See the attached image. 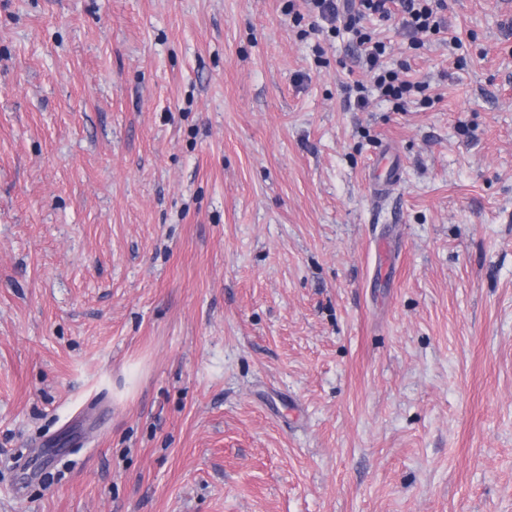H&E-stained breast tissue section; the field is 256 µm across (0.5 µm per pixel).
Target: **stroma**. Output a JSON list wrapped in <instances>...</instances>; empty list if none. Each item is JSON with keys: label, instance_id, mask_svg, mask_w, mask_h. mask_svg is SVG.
<instances>
[{"label": "stroma", "instance_id": "1", "mask_svg": "<svg viewBox=\"0 0 512 512\" xmlns=\"http://www.w3.org/2000/svg\"><path fill=\"white\" fill-rule=\"evenodd\" d=\"M444 14L398 112L305 0H0V512H512V0Z\"/></svg>", "mask_w": 512, "mask_h": 512}]
</instances>
